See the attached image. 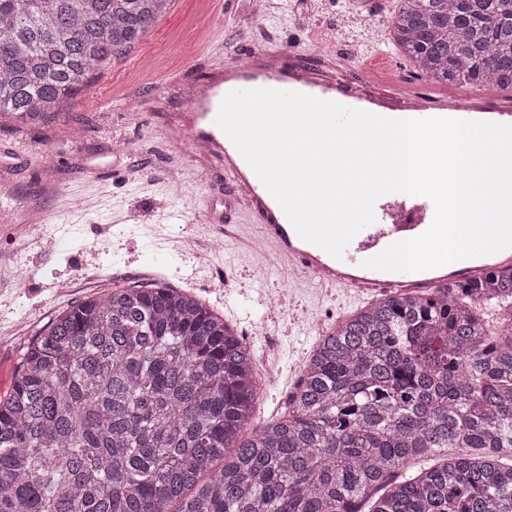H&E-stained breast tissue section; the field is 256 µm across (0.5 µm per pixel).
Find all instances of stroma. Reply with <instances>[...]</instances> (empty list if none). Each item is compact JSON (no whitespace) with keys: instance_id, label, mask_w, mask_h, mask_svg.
Returning <instances> with one entry per match:
<instances>
[{"instance_id":"stroma-1","label":"stroma","mask_w":512,"mask_h":512,"mask_svg":"<svg viewBox=\"0 0 512 512\" xmlns=\"http://www.w3.org/2000/svg\"><path fill=\"white\" fill-rule=\"evenodd\" d=\"M397 2L373 0L372 12L359 14L351 0H325L318 9L307 0H271L257 19L253 0H173L139 43L94 70L65 121L35 128L0 121V183L11 190L10 200L0 203V350L10 357L0 382L12 387L22 347L61 311L115 288L161 282L205 300L232 322L252 347L257 371H264V357L275 358L278 373L262 379L249 428L280 416L320 337L364 302L326 294L274 252L254 255L216 225L178 220L185 208H212L225 223L241 225L243 235L255 233L231 175L218 166L199 167L185 147L161 136L181 108L178 95L163 108L153 99L173 70L204 77L215 63V46L308 61L329 31L342 37L345 58L375 76L446 93L392 45L368 52L367 25L386 32ZM46 177L77 204L53 210L50 224L15 252L7 227L22 219ZM189 237L200 241L193 255L182 248ZM66 280L73 286L60 292Z\"/></svg>"}]
</instances>
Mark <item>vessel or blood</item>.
Returning <instances> with one entry per match:
<instances>
[{
    "instance_id": "obj_1",
    "label": "vessel or blood",
    "mask_w": 512,
    "mask_h": 512,
    "mask_svg": "<svg viewBox=\"0 0 512 512\" xmlns=\"http://www.w3.org/2000/svg\"><path fill=\"white\" fill-rule=\"evenodd\" d=\"M345 67L344 58L338 54L321 57L319 65L314 66L304 61H289L281 53L260 51L244 59L226 57L204 78L195 81L185 82L179 74H171L170 84L184 90L188 106L185 122L177 124L176 129L196 162H203L213 152L223 154L224 163L233 175L235 194L261 222L263 241L270 244L289 267L301 270L319 287L345 288L357 297L373 300L393 292H425L454 280L512 272V248L413 272H385L363 267V260L395 242L418 237L430 228L435 215L434 204L421 195L392 193L379 198L374 206V223L361 230L338 259L297 234L278 202L215 119L224 96L241 89L295 91L359 108L367 98V89L378 86L379 81L364 73L357 82L338 84L335 74ZM393 89L399 111L411 120L470 121L483 113L489 115L492 122L512 124V100L490 106L484 102L482 92L475 88L458 91L450 98L424 95L399 81L394 83Z\"/></svg>"
}]
</instances>
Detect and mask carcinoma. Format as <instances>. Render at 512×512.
<instances>
[{
	"label": "carcinoma",
	"instance_id": "1",
	"mask_svg": "<svg viewBox=\"0 0 512 512\" xmlns=\"http://www.w3.org/2000/svg\"><path fill=\"white\" fill-rule=\"evenodd\" d=\"M171 0H0V118L68 115ZM423 75L512 89V0H402ZM254 353L197 297L114 289L22 348L0 512H512V273L385 296L322 336L242 438Z\"/></svg>",
	"mask_w": 512,
	"mask_h": 512
}]
</instances>
